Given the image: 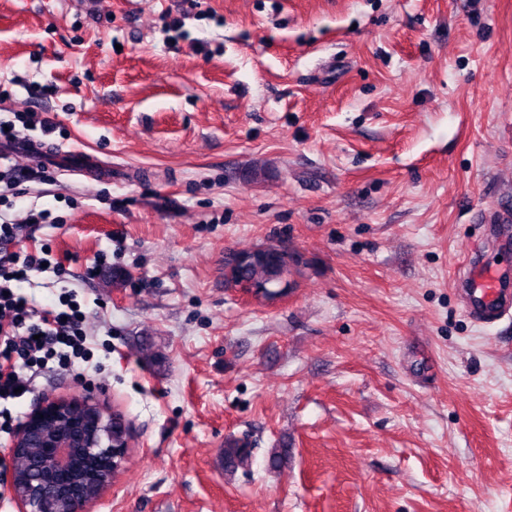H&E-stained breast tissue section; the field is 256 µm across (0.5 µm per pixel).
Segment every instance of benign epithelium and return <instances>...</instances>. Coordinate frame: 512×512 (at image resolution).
Listing matches in <instances>:
<instances>
[{
  "label": "benign epithelium",
  "mask_w": 512,
  "mask_h": 512,
  "mask_svg": "<svg viewBox=\"0 0 512 512\" xmlns=\"http://www.w3.org/2000/svg\"><path fill=\"white\" fill-rule=\"evenodd\" d=\"M74 411L84 414L81 423H67L51 434L37 431L42 421L64 419ZM34 444L39 448H55L44 474L32 479H19L15 466H10V491L20 512H91L93 503L112 486L121 467L128 440L124 421L118 416H105L93 397L85 394L71 399L47 400L27 414L14 433L10 458L19 449ZM85 452L107 464L90 474L89 485H59L53 475L70 468L75 455Z\"/></svg>",
  "instance_id": "obj_1"
}]
</instances>
